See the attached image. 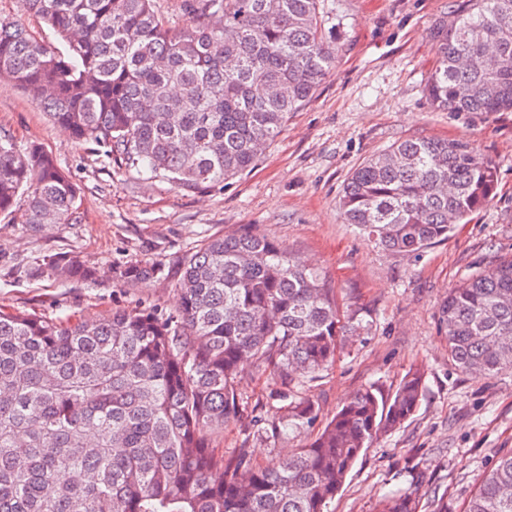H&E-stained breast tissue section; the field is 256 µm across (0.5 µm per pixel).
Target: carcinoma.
<instances>
[{
	"label": "carcinoma",
	"instance_id": "1",
	"mask_svg": "<svg viewBox=\"0 0 512 512\" xmlns=\"http://www.w3.org/2000/svg\"><path fill=\"white\" fill-rule=\"evenodd\" d=\"M321 0H184L173 24L154 0H19L54 29L62 53L19 21L0 20V80L28 92L81 143L145 165L183 190L222 187L253 168L288 114L335 68ZM426 87L446 112H512V0H465L436 25ZM497 186L467 142L408 139L353 171L344 220L383 248L418 255L448 239ZM24 223L76 224L78 191L53 156L0 135V214L19 193ZM41 270L95 280L71 254ZM161 272L120 270L133 285ZM181 307L118 309L76 322L0 311V512H328L365 449L400 427L424 371L391 394L354 395L305 447L260 466L213 445L240 413L248 369L289 399L264 433L317 417L298 395L332 364L344 333L320 274L263 235L211 236L181 262ZM448 357L492 377L512 368V259L451 289L440 307ZM382 512H415L405 494ZM466 512H512V451L498 457Z\"/></svg>",
	"mask_w": 512,
	"mask_h": 512
}]
</instances>
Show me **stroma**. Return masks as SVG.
Here are the masks:
<instances>
[{"label": "stroma", "instance_id": "stroma-1", "mask_svg": "<svg viewBox=\"0 0 512 512\" xmlns=\"http://www.w3.org/2000/svg\"><path fill=\"white\" fill-rule=\"evenodd\" d=\"M460 0H322L336 67L288 120L257 165L224 188H174L148 169L73 140L20 86L0 82V134L38 145L79 189L81 220L30 231L25 199L0 215V310L93 319L115 309H178L182 258L201 240L245 230L266 236L320 273L341 312L358 325L335 361L299 389L316 420L278 440L264 421L286 401L270 376L246 372L242 410L215 440L225 456L247 449L267 464L308 444L361 389L392 393L423 369L424 395L400 428L380 437L349 473L329 512H380L395 491L416 512H463L499 455L512 451V369L462 372L448 357L439 311L451 288L512 259V112H439L426 96L436 65L434 29ZM466 141L493 162L498 184L486 207L420 255L394 253L344 224L339 198L351 173L406 139ZM95 267L97 280L58 282L36 273L57 253ZM131 263H158L157 278L123 284Z\"/></svg>", "mask_w": 512, "mask_h": 512}]
</instances>
